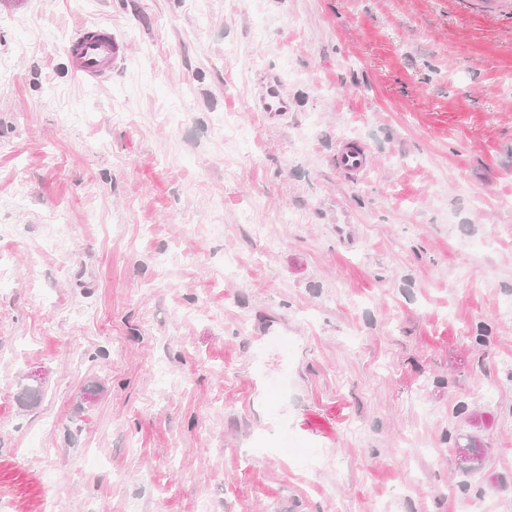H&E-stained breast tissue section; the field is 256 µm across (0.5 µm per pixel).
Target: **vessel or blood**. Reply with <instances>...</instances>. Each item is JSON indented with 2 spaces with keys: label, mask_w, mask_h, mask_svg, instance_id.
Instances as JSON below:
<instances>
[{
  "label": "vessel or blood",
  "mask_w": 512,
  "mask_h": 512,
  "mask_svg": "<svg viewBox=\"0 0 512 512\" xmlns=\"http://www.w3.org/2000/svg\"><path fill=\"white\" fill-rule=\"evenodd\" d=\"M65 52L73 63V71L86 80L106 79L126 54V45L110 29L102 26L82 27L68 41ZM259 109L263 112H284L288 99L282 93L276 77L262 80ZM342 170L359 174L371 164L368 147L355 142L343 144L336 156Z\"/></svg>",
  "instance_id": "vessel-or-blood-1"
}]
</instances>
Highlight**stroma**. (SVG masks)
Listing matches in <instances>:
<instances>
[{
  "mask_svg": "<svg viewBox=\"0 0 512 512\" xmlns=\"http://www.w3.org/2000/svg\"><path fill=\"white\" fill-rule=\"evenodd\" d=\"M0 229V512H512V0H0ZM65 53L84 80H104L126 54V45L110 29L84 26L68 41ZM260 112L288 111V98L282 93L276 77L266 76L262 80L259 96ZM371 164V157L368 147L365 144L345 143L342 145L336 156V165L342 170L360 174Z\"/></svg>",
  "mask_w": 512,
  "mask_h": 512,
  "instance_id": "35a3bbf8",
  "label": "stroma"
}]
</instances>
